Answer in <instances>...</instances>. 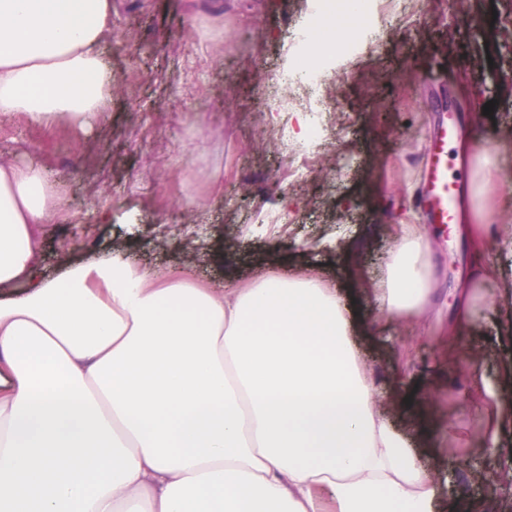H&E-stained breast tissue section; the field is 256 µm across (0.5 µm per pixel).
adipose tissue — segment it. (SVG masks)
<instances>
[{
  "instance_id": "1",
  "label": "adipose tissue",
  "mask_w": 512,
  "mask_h": 512,
  "mask_svg": "<svg viewBox=\"0 0 512 512\" xmlns=\"http://www.w3.org/2000/svg\"><path fill=\"white\" fill-rule=\"evenodd\" d=\"M111 18L112 0H0V116L104 123ZM59 215L39 166L0 160V512H435L319 277L218 293L118 254L47 277L34 229ZM430 280L402 226L376 301L418 313Z\"/></svg>"
}]
</instances>
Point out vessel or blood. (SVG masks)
<instances>
[{"label": "vessel or blood", "instance_id": "vessel-or-blood-1", "mask_svg": "<svg viewBox=\"0 0 512 512\" xmlns=\"http://www.w3.org/2000/svg\"><path fill=\"white\" fill-rule=\"evenodd\" d=\"M458 135L454 120L442 122L428 147V162L419 204L428 223L446 226L458 223L464 189L448 175V150Z\"/></svg>", "mask_w": 512, "mask_h": 512}]
</instances>
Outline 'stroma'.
<instances>
[{"label": "stroma", "instance_id": "obj_1", "mask_svg": "<svg viewBox=\"0 0 512 512\" xmlns=\"http://www.w3.org/2000/svg\"><path fill=\"white\" fill-rule=\"evenodd\" d=\"M305 20V0H112L103 54L124 89L104 126L0 121V157L42 166L58 192L60 219L36 232L40 269L119 250L218 292L316 271L350 311L373 388L427 396L446 424L420 454L470 461L442 484L438 512H512V0H398L364 17L376 34L331 59L327 135L302 150L259 133L296 126L268 97ZM449 109L463 133L448 174L465 188L451 231L423 223L414 204ZM482 150L495 177L481 217L471 172ZM480 220L494 231L478 247L491 270L478 287L469 228ZM403 224L428 240L431 292L422 313L390 317L365 289ZM475 287L486 305L468 324L459 304ZM490 403L491 438L477 417Z\"/></svg>", "mask_w": 512, "mask_h": 512}]
</instances>
